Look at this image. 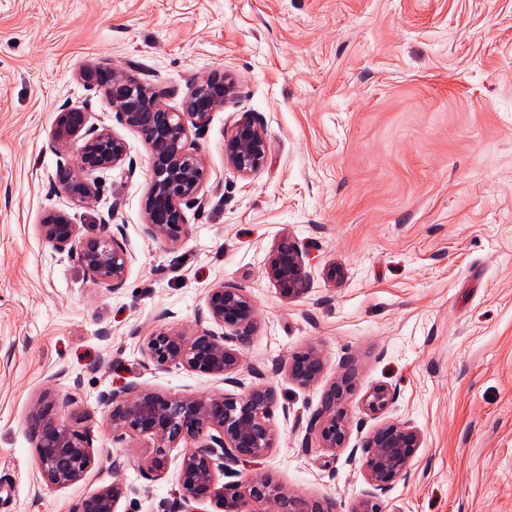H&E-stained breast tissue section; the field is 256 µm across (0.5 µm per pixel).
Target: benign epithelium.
<instances>
[{"label": "benign epithelium", "mask_w": 512, "mask_h": 512, "mask_svg": "<svg viewBox=\"0 0 512 512\" xmlns=\"http://www.w3.org/2000/svg\"><path fill=\"white\" fill-rule=\"evenodd\" d=\"M81 79L95 86L112 108L117 121L138 131L151 149L150 188L145 201V230L149 237L175 245L187 233L182 204L198 201L210 178L204 156L189 140L192 126L206 124L215 110L236 95V85L215 71L197 82L185 96L181 109L166 107L160 93L135 75L115 68L88 66ZM84 107L63 109L50 138V146L74 150L76 161L59 163L55 178L72 205L83 207L94 199L96 187L86 175L124 165L127 150L122 139L107 126L90 123ZM270 153L264 130L253 120H238L224 140V160L238 175L247 178L260 171ZM42 238L60 251H75L86 272L98 283L118 287L126 274L129 255L113 234L105 230L91 237L79 235L78 225L63 210H47L38 224ZM265 273L285 297L307 291L309 275L301 251L287 235L271 248ZM206 307L210 319L230 333L203 331L191 337L159 330L144 341L146 363L158 369L184 368L206 375H221L234 382L240 366V346L247 343L255 322L256 307L240 286L212 289ZM288 377L301 387L317 382L324 372L320 353L314 348L292 353L286 366ZM353 391L348 376L341 377L325 397L324 409L310 422L320 446L333 452L347 448L350 421L346 404ZM275 392L264 382L247 394L197 397L127 389L107 396L112 404L113 438L150 437L158 448L147 462V470L161 477L167 468L166 448L189 444L183 457L178 496L185 502L210 503L216 512H254L255 503H270L274 512H336L329 500H307L287 494L266 476L242 484L219 483L218 473L231 466L266 456L276 434L270 423ZM396 401L395 390L385 384L370 388L362 398L372 415L386 412ZM32 415L30 432L38 448V462L46 484L65 488L81 479L95 463V452L87 432L49 416L52 403ZM423 438L409 421L386 422L371 431L350 455L359 457L369 486L352 512H381L380 494L397 479L411 476L413 461ZM124 494L119 483L79 501L73 512H116Z\"/></svg>", "instance_id": "7a95c632"}]
</instances>
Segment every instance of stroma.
Masks as SVG:
<instances>
[{"label": "stroma", "instance_id": "obj_1", "mask_svg": "<svg viewBox=\"0 0 512 512\" xmlns=\"http://www.w3.org/2000/svg\"><path fill=\"white\" fill-rule=\"evenodd\" d=\"M87 65L135 74L174 110L210 72L234 79L236 96L190 130L210 179L183 207L179 244L146 234L150 147L80 79ZM83 105L127 157L90 174L95 199L76 207L47 142L62 109ZM245 116L270 142L247 178L224 162ZM50 208L84 237L110 228L131 256L120 287L40 236ZM285 234L310 275L295 298L265 274ZM222 285L256 306L234 382L149 367L151 332L216 331L206 299ZM307 346L325 372L303 388L283 366ZM348 367L350 447L388 420L423 436L382 512H512V0H0V512H71L115 482L117 512H164L185 447L154 478L156 441L114 440L106 395L239 396L261 379L276 445L225 482L263 474L351 512L359 461L307 428ZM378 384L397 401L371 415L362 398ZM46 393L57 419L84 418L95 450L63 489L46 486L30 438Z\"/></svg>", "mask_w": 512, "mask_h": 512}]
</instances>
